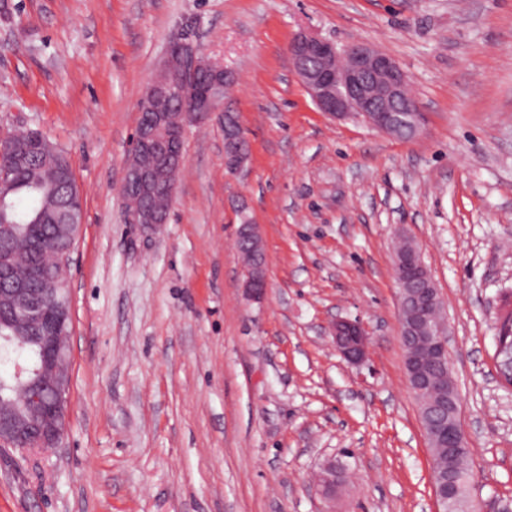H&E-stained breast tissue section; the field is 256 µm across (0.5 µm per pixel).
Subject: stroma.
I'll return each instance as SVG.
<instances>
[{"label":"stroma","mask_w":512,"mask_h":512,"mask_svg":"<svg viewBox=\"0 0 512 512\" xmlns=\"http://www.w3.org/2000/svg\"><path fill=\"white\" fill-rule=\"evenodd\" d=\"M0 137L69 156L84 216L56 448H0V512H435L432 460L399 340L394 252L419 247L449 327L473 493L512 499V386L494 333L512 296V0H8ZM237 78L251 144L224 169L219 118L188 126L160 225L121 182L139 101L183 27ZM369 44L426 116L399 139L320 112L288 45ZM268 288L246 301L241 215ZM358 319L368 359L331 325ZM344 468L334 495L321 463ZM369 333L358 319H339L332 327V337L337 350L351 365H360L367 358Z\"/></svg>","instance_id":"obj_1"}]
</instances>
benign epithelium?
<instances>
[{"label":"benign epithelium","instance_id":"7a95c632","mask_svg":"<svg viewBox=\"0 0 512 512\" xmlns=\"http://www.w3.org/2000/svg\"><path fill=\"white\" fill-rule=\"evenodd\" d=\"M292 67L318 109L336 119L350 115L361 117L373 129L392 136H416L424 115L410 91L407 77L387 54L363 43H352L342 49L313 33L295 37L288 48ZM234 83L233 73L208 59L192 43L171 41L148 82L142 97L143 106L167 100L182 108L175 127L169 128L163 117L139 122L131 150L142 149L154 161L126 163L121 192L130 224H164L168 214L163 209L147 207L149 196L165 170L171 174L185 162L183 135L190 123H199L218 115L224 123V168L235 173L248 160L240 141L242 127L236 113L225 106L228 90ZM60 230L70 237L79 232L82 215L68 210L58 216ZM242 239L262 244L259 226L242 216L238 229ZM395 279L398 286L399 338L405 353V368L410 391L421 400V424L429 443L435 442V431L448 437V447L468 448L460 418V396L450 370L449 333L444 323L435 322L429 307L440 302L438 289L427 284L433 279L423 262L418 246L409 238H401L395 256ZM243 288L251 301L263 299L266 268L262 264L246 267ZM13 307L29 312L49 306L52 311L42 320H30L18 330L16 339L24 341L31 331L44 334L46 346L37 370V386L24 396L32 409L28 418L0 411V447H27L40 453L56 446L65 428L64 405L71 382L67 364L69 350L66 337L57 335L58 323L68 315V304L60 286L47 283L41 294L34 296L21 283H13L4 293ZM369 333L358 319H339L332 327L337 350L351 365L367 358ZM496 365L500 379L512 385V350L499 349ZM336 462L319 467L318 486L330 494L338 482Z\"/></svg>","mask_w":512,"mask_h":512}]
</instances>
